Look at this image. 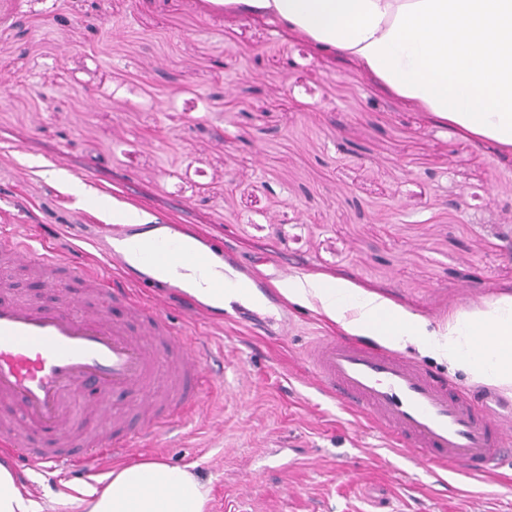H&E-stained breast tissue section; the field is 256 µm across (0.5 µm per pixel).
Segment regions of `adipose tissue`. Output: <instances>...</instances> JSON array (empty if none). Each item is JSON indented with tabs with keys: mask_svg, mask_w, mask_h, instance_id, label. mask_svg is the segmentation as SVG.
<instances>
[{
	"mask_svg": "<svg viewBox=\"0 0 512 512\" xmlns=\"http://www.w3.org/2000/svg\"><path fill=\"white\" fill-rule=\"evenodd\" d=\"M225 13L290 29L319 49L354 59L410 105L512 149V0H216ZM298 296L355 335L380 336L512 388V299L449 317L438 332L379 296L338 284L289 281ZM207 512L208 494L187 467L151 459L119 466L97 488L70 485L57 501L33 498L0 459V512Z\"/></svg>",
	"mask_w": 512,
	"mask_h": 512,
	"instance_id": "adipose-tissue-1",
	"label": "adipose tissue"
}]
</instances>
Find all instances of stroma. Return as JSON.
I'll return each instance as SVG.
<instances>
[{
  "mask_svg": "<svg viewBox=\"0 0 512 512\" xmlns=\"http://www.w3.org/2000/svg\"><path fill=\"white\" fill-rule=\"evenodd\" d=\"M0 73V141L25 150L0 153V226L62 252L64 225L130 209L224 240L225 261L275 293L237 320L177 325L209 339L224 374L203 375L184 437L157 456L192 466L208 512H512V458L451 476L329 397L306 353L346 331L278 280L374 294L431 330L512 298V150L211 0H0ZM404 353L490 409L512 402Z\"/></svg>",
  "mask_w": 512,
  "mask_h": 512,
  "instance_id": "stroma-1",
  "label": "stroma"
}]
</instances>
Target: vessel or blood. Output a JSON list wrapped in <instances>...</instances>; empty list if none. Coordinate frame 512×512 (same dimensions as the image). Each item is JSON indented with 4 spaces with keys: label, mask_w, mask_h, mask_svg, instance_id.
<instances>
[{
    "label": "vessel or blood",
    "mask_w": 512,
    "mask_h": 512,
    "mask_svg": "<svg viewBox=\"0 0 512 512\" xmlns=\"http://www.w3.org/2000/svg\"><path fill=\"white\" fill-rule=\"evenodd\" d=\"M102 230L104 258L124 271L120 294L129 299L128 310L141 323L139 331L131 332L124 320H106L76 300L44 306L0 299V401L19 404L20 421L28 431L67 440L84 416L77 392L92 384L105 399L117 392L128 394L129 409L144 413L154 433L181 435L183 424L172 411L196 402L200 375L210 361L209 341L198 336L185 342L165 314L135 299L139 292L169 291L181 304L182 319L196 318L201 309L196 294L185 290L179 277L160 274L182 254L180 231L173 224L156 225L151 249L135 257L128 241L137 225L106 224ZM0 253L14 265L36 268L57 292L66 278L84 272L85 250L75 243L62 256L35 240L0 234ZM232 286L240 289L228 296L235 310L244 294L263 291L257 280L235 268L225 270L209 289L220 296ZM308 359L324 392L391 432L419 460L482 477L512 456L504 416L491 413L468 392L449 388L446 380L400 351L325 336L313 343ZM0 448L10 456H23L26 468L35 472L67 474L72 468L61 448L21 452L7 440ZM89 448L120 456L138 452L136 444L120 435L94 439Z\"/></svg>",
    "instance_id": "1"
}]
</instances>
